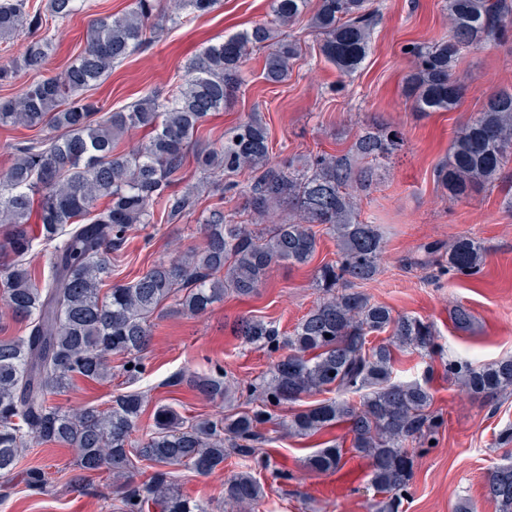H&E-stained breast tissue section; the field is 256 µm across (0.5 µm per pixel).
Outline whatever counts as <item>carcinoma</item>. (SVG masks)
I'll return each mask as SVG.
<instances>
[{"mask_svg":"<svg viewBox=\"0 0 512 512\" xmlns=\"http://www.w3.org/2000/svg\"><path fill=\"white\" fill-rule=\"evenodd\" d=\"M216 3L175 0L188 15L207 13ZM76 10L77 0H47L43 8L30 0H0V42L30 35L23 55L0 66V84L9 83L19 69H42L53 46L46 15L65 19ZM161 15L160 0H134L121 15L96 18L75 63L31 83L19 97L0 98V126L50 129L21 147L0 174V224L9 227L0 241V304L11 319L28 326L24 336H0V475L14 473L31 443L51 444L74 455L70 484L111 474L121 512H215L213 499L185 496L172 469L206 476L234 457L244 469L224 478V504L254 509L267 495L256 472L288 479V471L260 450L272 441L269 428L278 425L306 438L344 425L351 442L347 450L368 463L370 485L383 494L374 504L376 512H399L414 475L408 445L431 447L444 419L431 410L428 383L394 380L395 352L428 353L436 332L432 323L395 315L351 286L376 278L383 253L379 225L359 219L358 194L372 187L381 162L402 137L387 127H370L345 151L309 156L299 166L276 165L266 123L251 112L216 143L197 147L202 122L224 110L252 52H265L268 83L288 79L302 47L275 32L307 20L320 36L325 61L347 75L367 55L378 8L374 0H316L314 5L270 0V21L204 47L189 62L184 81L166 95L152 92L124 109L103 111L84 93L158 38L153 19ZM448 15L446 38L409 50L417 65L405 78L404 94L424 114L456 109L462 86L454 70L466 52L512 36V0H448ZM132 130L147 132V139L130 152L117 151V141ZM190 156L209 176L254 173L241 190L254 222L239 224L215 209L202 224V247L160 260L132 281L103 291L112 279L108 255L121 249L133 226L154 223V205H162L170 221L195 208L193 195L168 193ZM511 163L512 93L500 88L455 131L448 161L436 177L457 200L495 183ZM285 210L288 217L265 223ZM33 215L39 221L36 233L28 227ZM320 225L337 246V259L317 269L323 297L287 336L262 319L244 318L237 325L243 343L284 351L268 373L249 384L251 407L208 418L160 405L146 427L137 393L112 396L105 410L53 402L77 378L111 380L114 354L132 365L124 369L128 376L141 373L151 318L166 300L174 299L185 313L201 314L228 293L255 295L280 264L310 263L318 247L314 227ZM35 248L50 251V270L43 278L25 262ZM483 262L479 241L459 238L448 244V270L476 276ZM382 332L389 333L384 342H370L369 335ZM448 373L474 396L497 394L512 387V356L482 365L451 361ZM184 383L210 401L230 393L221 373L177 374L172 380ZM333 390L336 397L278 420L282 405ZM347 450L330 441L308 457L307 467L336 474ZM135 458L151 462L152 473L135 478ZM21 474L34 494L51 485L42 467L29 466ZM485 490L498 512H512V464L490 468Z\"/></svg>","mask_w":512,"mask_h":512,"instance_id":"1","label":"carcinoma"}]
</instances>
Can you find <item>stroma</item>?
Instances as JSON below:
<instances>
[{
	"instance_id": "stroma-1",
	"label": "stroma",
	"mask_w": 512,
	"mask_h": 512,
	"mask_svg": "<svg viewBox=\"0 0 512 512\" xmlns=\"http://www.w3.org/2000/svg\"><path fill=\"white\" fill-rule=\"evenodd\" d=\"M133 0H78L77 11L66 20L49 19L55 34L48 74L72 63L86 45V31L102 14H121ZM380 18L372 30L370 50L359 68L340 75L318 52L319 37L307 22L290 28L304 53L293 60L287 81L272 85L263 78L264 54L253 52L242 73V83L224 111L209 116L201 126V143L221 139L248 113H261L269 129L272 161L283 163L323 152L348 149L363 126L380 122L401 132L404 143L386 160L379 181L361 202L362 219L379 224L384 236L380 272L361 290L372 302L393 312L414 315L434 323L437 346L428 354L400 353L396 376L403 381H427L434 395L433 409L445 424L435 448L418 451L414 477L403 512H455L467 500L473 512H497L485 494L489 468L512 462V442L501 443L499 433L512 427V392L494 397L467 395L449 375L446 363L466 358L485 364L512 356V215L502 209L500 187L476 189L463 199H448L435 170L448 159L455 130L476 116L487 96L512 86V39L491 42L467 53L455 71L463 84L460 106L451 112L420 116L402 94L404 77L415 58L406 48L432 44L446 37L447 0H378ZM269 17V0H219L208 13L185 21L163 19L159 39L133 52L115 67L95 96L105 110H118L150 92L166 93L186 75L189 61L204 47L225 35L251 28ZM220 177H207L187 162L173 185L175 193L194 192L198 205L181 220L167 221L156 211L154 225L132 229L121 250L112 254L113 281H128L156 261L186 253L202 243L199 225L210 210L224 211L235 221H246L244 198L224 193ZM460 237L479 240L484 265L478 277L444 274L438 267L418 266L425 247H447ZM335 241L320 235L317 252L305 266L275 268L263 288L242 299L225 295L199 315L178 311L167 301L154 321L153 339L145 369L131 380L121 369V357L112 359V380L98 384L76 380L57 396L60 405L94 404L107 407L113 394L141 393L147 413L169 404L183 415L220 417L245 408L239 390L267 372V352L241 344L235 334L239 320L271 321L289 332L323 296L316 285V269L336 260ZM464 305L474 316L469 329L455 328L449 313ZM226 373L235 393L231 402L212 403L186 386H170L174 374ZM335 428L309 439L273 434L269 449L279 465L288 468V482H273L258 512H374L379 496L369 487L365 461L349 456L345 471L325 475L310 471L306 459L314 445L346 441ZM23 466L50 472L49 492L34 495L20 478L0 479V512H116L119 501L108 474L81 486L70 485L73 455L64 448L43 444L31 447Z\"/></svg>"
}]
</instances>
